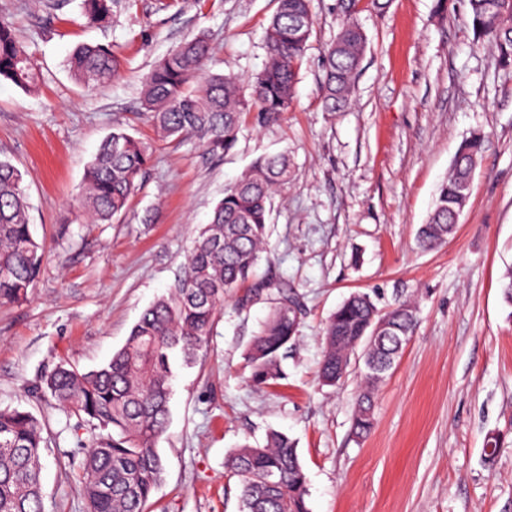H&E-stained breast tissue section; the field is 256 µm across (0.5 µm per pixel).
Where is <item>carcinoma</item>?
<instances>
[{"label":"carcinoma","instance_id":"cac0c4a2","mask_svg":"<svg viewBox=\"0 0 512 512\" xmlns=\"http://www.w3.org/2000/svg\"><path fill=\"white\" fill-rule=\"evenodd\" d=\"M358 0H346L337 37L323 60L325 109L341 110L348 100L365 51L366 38L354 14ZM478 39L493 46L501 65L512 66V0H468ZM87 22L109 20L112 0H82ZM311 0H276L265 31L267 62L242 85L237 78L207 68L210 44L199 33L162 58L142 81L141 103L168 138H194L208 155L221 158L238 143L248 115L269 125L294 101L300 63L313 32ZM75 80L104 87L120 75L121 63L102 44L77 46L67 59ZM40 76L31 55L0 19V83L34 90ZM484 137L464 140L451 173L440 185L419 245L431 250L448 240L459 221L480 159ZM150 143L118 128L101 144L87 167L83 207L91 224H112L127 210L136 182L153 157ZM291 178L286 152L256 159L224 191L208 224L193 241L183 277L141 313L125 344L102 367L80 372L63 363L46 376L44 387L55 406L101 430L78 441L86 512H145L162 481L164 460L157 444L169 422L171 356L186 365L207 347L224 298L245 284L249 302L273 283L256 279L266 253L268 217L275 193ZM44 246L31 231L29 200L22 172L0 160V304L28 299L39 275ZM300 306L286 289L278 297L246 359L256 386L281 378V362L294 340ZM387 327L363 348L366 385L358 394L353 429L368 435L374 426L372 395L392 369L418 323L417 307L401 302L384 314L367 293L350 295L324 328L320 377L335 386L348 372L351 355L371 335L374 322ZM43 428L30 412L0 410V512H45L41 487ZM240 481V512H308L307 476L297 446L287 434L271 431L262 446L243 443L226 459Z\"/></svg>","mask_w":512,"mask_h":512}]
</instances>
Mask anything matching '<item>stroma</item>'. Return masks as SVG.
<instances>
[{
	"instance_id": "stroma-1",
	"label": "stroma",
	"mask_w": 512,
	"mask_h": 512,
	"mask_svg": "<svg viewBox=\"0 0 512 512\" xmlns=\"http://www.w3.org/2000/svg\"><path fill=\"white\" fill-rule=\"evenodd\" d=\"M275 9V0H112L109 23L92 25L81 0H0V18L40 73L34 93L0 83V159L23 172L45 247L29 299L0 306V410L29 411L44 425L45 512H85L70 452L90 428L52 408L42 378L63 361L106 364L181 276L225 188L282 149L293 172L272 201L259 272L302 306L284 376L256 387L246 361L276 291L244 306L226 298L206 351L174 368L158 444L165 472L147 512H239L225 460L271 430L297 443L309 512H512V304L501 288L512 272V68L475 47L467 0H359L366 50L354 92L326 111L323 57L343 14L340 0H312L294 104L278 123L246 121L221 159L192 139L161 140L141 106L152 66L203 32L210 70L247 79L266 63ZM81 44L109 46L121 78L76 84L66 60ZM116 128L151 142L153 161L125 214L90 224L84 174ZM475 133L484 147L457 232L421 250L417 229ZM355 292L382 310L410 299L419 310L362 438L352 429L361 353L340 385L319 379L325 323Z\"/></svg>"
}]
</instances>
